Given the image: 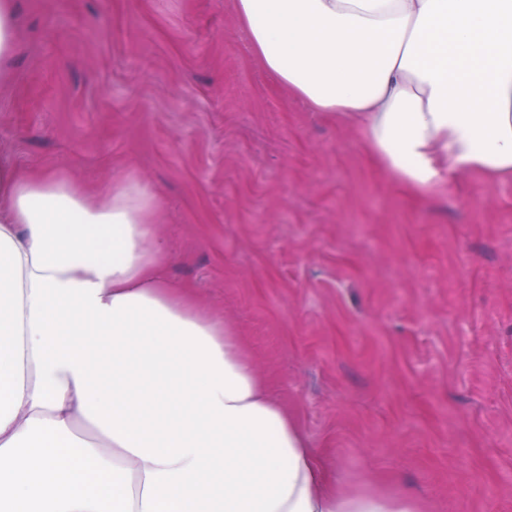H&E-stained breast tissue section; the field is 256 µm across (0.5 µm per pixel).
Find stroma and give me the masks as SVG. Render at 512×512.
Returning <instances> with one entry per match:
<instances>
[{
    "mask_svg": "<svg viewBox=\"0 0 512 512\" xmlns=\"http://www.w3.org/2000/svg\"><path fill=\"white\" fill-rule=\"evenodd\" d=\"M0 156L165 204L224 317L349 487L512 512V183L425 195L246 50L233 0H18Z\"/></svg>",
    "mask_w": 512,
    "mask_h": 512,
    "instance_id": "stroma-1",
    "label": "stroma"
}]
</instances>
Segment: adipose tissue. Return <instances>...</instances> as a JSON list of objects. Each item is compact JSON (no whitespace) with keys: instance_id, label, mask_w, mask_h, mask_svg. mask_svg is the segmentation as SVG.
I'll list each match as a JSON object with an SVG mask.
<instances>
[{"instance_id":"obj_1","label":"adipose tissue","mask_w":512,"mask_h":512,"mask_svg":"<svg viewBox=\"0 0 512 512\" xmlns=\"http://www.w3.org/2000/svg\"><path fill=\"white\" fill-rule=\"evenodd\" d=\"M246 45L392 176L512 181V0H236ZM157 191L0 160V512H422L330 478L222 317L171 284Z\"/></svg>"}]
</instances>
